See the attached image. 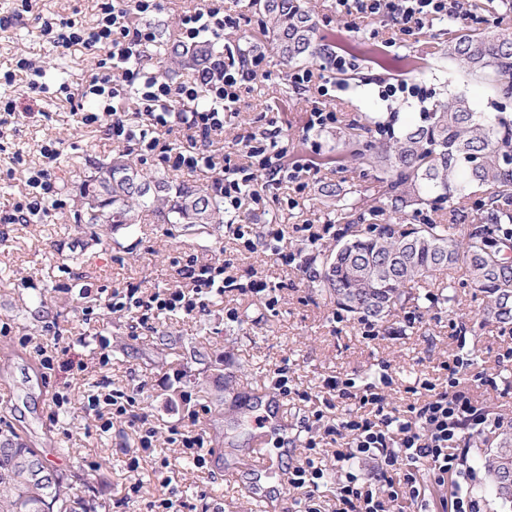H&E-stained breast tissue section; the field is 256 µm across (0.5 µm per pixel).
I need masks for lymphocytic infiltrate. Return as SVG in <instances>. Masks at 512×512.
<instances>
[{"mask_svg": "<svg viewBox=\"0 0 512 512\" xmlns=\"http://www.w3.org/2000/svg\"><path fill=\"white\" fill-rule=\"evenodd\" d=\"M159 6V0H100L93 23L45 19L38 22L34 35L39 43L62 49L78 46L94 56L96 71L89 80L76 88L63 82L56 89L66 101L88 102L81 118L84 126L105 124L112 142L133 147L141 156L159 154L175 169L194 172L211 167L209 139L223 130L242 88L262 70L266 57L249 53L228 62L223 53L215 52L191 76L171 83L145 65V55L156 44L157 35L151 26L135 21L136 16L152 13ZM336 10L347 16L387 18L406 35L422 30L428 21L468 17L462 0H336ZM227 23L223 0H210L205 9L179 17L176 40L185 47L205 38L222 41ZM130 95L137 99L144 123H132L121 112L120 102ZM175 127L186 131L187 141L173 151L161 142L159 133ZM234 142L236 153L245 154L250 163L239 165L235 154H225L223 166L213 177L212 188L223 200L225 213L239 212L247 199L255 209H264L259 182L293 183L310 172L306 166L287 165V152L278 130L244 129L235 134ZM42 155L45 166L29 170L28 193L0 216L1 223L53 220L60 193L56 171L62 152L58 142L46 143ZM225 231L241 241L247 251L261 248L281 264L295 262L294 255L282 247L288 234L282 225H267L260 236L255 235L250 224L232 223L226 225ZM180 275L192 282L191 290L167 288L148 294L131 286L113 293L107 307L114 314L133 308L141 310L137 325L144 328L153 313L193 315L203 293L221 295L235 290L262 298L271 291L269 284L260 279L237 284L225 276L223 267L211 264L187 266ZM464 366L463 358H454L445 366L447 387L439 389L423 382L424 398L401 413L390 408L385 394L375 388H364L356 396L352 393V379L326 380L329 395L342 400L357 398L360 406L359 411L325 423V433L339 447L336 463L340 474L331 477L326 467L308 458L289 467L290 485L300 489L308 501L328 480H335L336 512H391L401 500L413 512H428V490L432 487L448 489V512H480L479 502L471 493L474 473L467 462L465 434L486 430L490 420L474 405L462 381ZM103 404L111 406V418L100 414ZM133 405V398L124 393L99 392L90 396L84 418L100 432L109 431L114 419L125 420L129 427L142 429L141 447L147 454H154L158 448L157 432L147 427L146 414L135 412ZM366 460L374 463L369 478L353 468L354 463Z\"/></svg>", "mask_w": 512, "mask_h": 512, "instance_id": "f902f5d3", "label": "lymphocytic infiltrate"}]
</instances>
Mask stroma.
Masks as SVG:
<instances>
[{
    "instance_id": "1",
    "label": "stroma",
    "mask_w": 512,
    "mask_h": 512,
    "mask_svg": "<svg viewBox=\"0 0 512 512\" xmlns=\"http://www.w3.org/2000/svg\"><path fill=\"white\" fill-rule=\"evenodd\" d=\"M318 23V34L333 51L355 61L352 72L334 74L332 99L321 97L316 86L295 87L290 69L275 54H268L266 74L257 76L242 92L223 134L215 138V159L233 149V136L241 129L274 126L280 129L288 161H314L316 173L307 175L303 190L282 184L267 192L265 212L241 210L245 222L263 227L289 228L287 249L305 253L303 225L321 231L329 223L318 190L327 184L351 192L359 211H367L374 175L341 158L337 145L341 132L366 115L392 120L395 130L420 123L421 113L451 94H464L479 112L493 111V91L482 78L448 61L444 46L454 30L451 20H437L422 33L390 45L393 35L379 17L366 19L359 29L349 28L332 0H308ZM227 13L238 17L218 51L241 56L260 46V15L253 0H224ZM470 28L487 34H512V5L507 0H471ZM97 0H32L30 13L13 27L0 30V66L16 53L35 49L37 64L50 84H78L89 79L93 60L84 49L68 50L37 45L32 36L36 19L72 18L92 23ZM400 78L419 84L425 100L390 101L382 86ZM7 97L31 105L34 117L25 125L0 123V145L21 151L22 165L7 168L0 156V211L28 191L27 171L45 165L41 151L51 140L62 143L58 175L79 188L91 161L110 157L116 147L102 127L77 123L62 96L44 94L31 100L25 85L6 87ZM330 104L335 126L309 133L305 125L312 108ZM296 207H289L288 199ZM226 264L228 275L245 269L276 287L274 304L232 291L207 298L203 310L178 323L157 321L154 329L132 335L130 325L138 312L127 316L107 313L105 303L113 291L138 284L148 292L182 285L179 269L191 263ZM453 287L440 288V276L421 280L411 289V301L376 324L367 335L363 320L347 316L309 288V273L276 263L263 251L244 250L222 227L204 233L181 224H137L118 228L77 223L69 196H61L60 209L51 223H0V442L20 437L28 447L49 451L65 449L60 470L68 482L92 500L97 512H156L161 499L177 494L183 501L205 497L212 512H280L283 501H295L289 484L268 490V500L257 503L251 489L258 484L255 470L254 430L250 424L257 402L275 390L277 372L287 368L290 392L281 397L283 417L267 426L266 446L274 463L287 468L306 450L296 436L313 410L323 407L326 379L355 378L357 386H383L392 407L405 410L416 401L412 389L430 381L447 384L443 362L454 356L467 359L464 376L479 408L512 422V363L503 354L512 348V323L484 317L483 296L469 286L465 269L455 268ZM87 295H80L82 284ZM42 296V311L29 301ZM90 306L103 314L101 340L77 334L74 320ZM61 333L62 349L51 347L53 333ZM111 363H98L100 353ZM55 361L71 358L86 364L76 374L62 368L44 369L42 355ZM110 389L132 395L137 408L149 415L159 438L170 427L194 430L205 447L215 449L206 470H196L176 446L166 449L167 464L142 461L140 490L128 495V459L141 454L140 429L115 421L105 433L87 430L83 407L99 381ZM67 394L68 403L54 410V392Z\"/></svg>"
}]
</instances>
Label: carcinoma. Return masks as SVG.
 Instances as JSON below:
<instances>
[{
	"mask_svg": "<svg viewBox=\"0 0 512 512\" xmlns=\"http://www.w3.org/2000/svg\"><path fill=\"white\" fill-rule=\"evenodd\" d=\"M262 15L260 35L285 66L330 53L321 44L305 0H254ZM210 44H173L161 54L164 73L206 60ZM448 60L492 83L501 99H512V36L488 35L472 28L448 37ZM373 116L348 125L341 145L350 162L378 173L370 214L466 211L483 193L470 228L460 241L451 225L425 221L406 228L348 223L346 241L312 255L319 264L313 288L340 309L377 322L402 305L410 284L464 265L470 287L486 299L484 314L512 323V119L500 112H475L466 96L455 94L423 113L421 123L400 134L381 131ZM325 205L344 215L356 203L339 188H320ZM150 213L163 224L206 227L224 223V202L207 185L173 186L162 173L147 175L123 152L91 164L79 187L76 222L108 226L139 223ZM482 467L502 512H512V423L496 447L484 452ZM75 493L63 484L45 454L21 444L0 443V512H77Z\"/></svg>",
	"mask_w": 512,
	"mask_h": 512,
	"instance_id": "obj_1",
	"label": "carcinoma"
}]
</instances>
